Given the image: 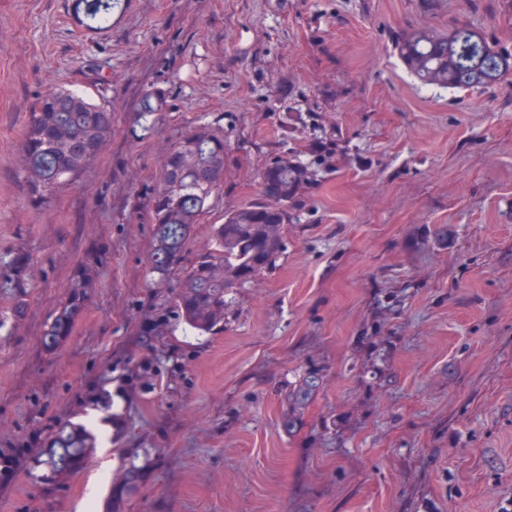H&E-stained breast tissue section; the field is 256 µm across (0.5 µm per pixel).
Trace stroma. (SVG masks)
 <instances>
[{"mask_svg": "<svg viewBox=\"0 0 512 512\" xmlns=\"http://www.w3.org/2000/svg\"><path fill=\"white\" fill-rule=\"evenodd\" d=\"M74 6L0 0V448L37 452L70 420L100 442L62 478L17 464L0 512H512V77L426 86L395 48L465 25L512 51V0H113L98 29ZM65 88L110 108L112 134L44 195L21 145ZM152 92L166 110L143 136ZM204 122L224 184L188 253L262 201L274 160L306 180L275 266L229 295L223 332L154 337L145 393L128 360L182 278L149 271L151 197ZM94 253L99 286L46 350ZM107 368L116 428L81 401ZM98 265H101V258L89 256L73 276L69 294L45 325V344L48 348L56 347L72 335L88 296L94 288H98Z\"/></svg>", "mask_w": 512, "mask_h": 512, "instance_id": "1", "label": "stroma"}]
</instances>
